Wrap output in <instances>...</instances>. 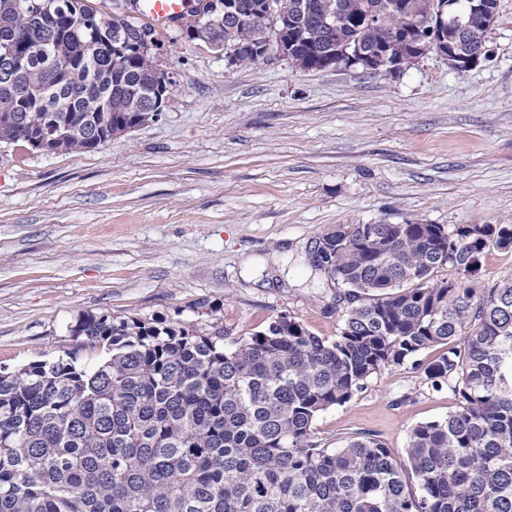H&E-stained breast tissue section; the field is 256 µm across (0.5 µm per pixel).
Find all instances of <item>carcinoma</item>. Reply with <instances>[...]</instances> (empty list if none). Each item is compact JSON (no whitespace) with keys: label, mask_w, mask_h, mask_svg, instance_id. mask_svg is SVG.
Listing matches in <instances>:
<instances>
[{"label":"carcinoma","mask_w":512,"mask_h":512,"mask_svg":"<svg viewBox=\"0 0 512 512\" xmlns=\"http://www.w3.org/2000/svg\"><path fill=\"white\" fill-rule=\"evenodd\" d=\"M264 2L207 0L186 35L243 45L240 65L281 42L302 71L351 66L357 46L401 66L439 50L469 62L498 0L483 22L473 0H278L274 19ZM145 34L119 2L108 20L87 0L32 15L0 0V143L32 147L65 122L44 151H93L162 112ZM490 246L511 249L512 224L338 225L310 250L346 287L333 341L286 315L229 344L220 325L82 320L77 349L103 350L99 364L72 352L0 371V512H512V276L480 294L466 277ZM447 266L462 279L439 277ZM407 363L457 408L409 429L405 463L375 435L314 439L320 413Z\"/></svg>","instance_id":"obj_1"}]
</instances>
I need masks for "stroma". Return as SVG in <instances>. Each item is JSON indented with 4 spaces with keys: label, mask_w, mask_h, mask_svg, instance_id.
Wrapping results in <instances>:
<instances>
[{
    "label": "stroma",
    "mask_w": 512,
    "mask_h": 512,
    "mask_svg": "<svg viewBox=\"0 0 512 512\" xmlns=\"http://www.w3.org/2000/svg\"><path fill=\"white\" fill-rule=\"evenodd\" d=\"M158 120L82 153L0 144V370L68 359L86 317L223 325L295 318L332 340L343 288L309 262L339 224H512V0L459 72L434 52L393 73L228 64L181 26ZM456 408L408 366L322 412L315 439L408 431Z\"/></svg>",
    "instance_id": "1"
}]
</instances>
